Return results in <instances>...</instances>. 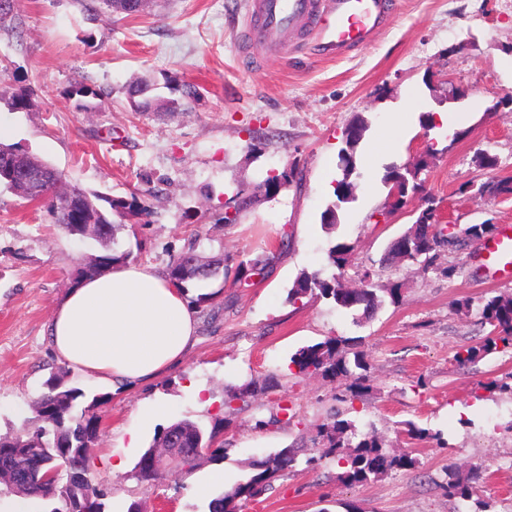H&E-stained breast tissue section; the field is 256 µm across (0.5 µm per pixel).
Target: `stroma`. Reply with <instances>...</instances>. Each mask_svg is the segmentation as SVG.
<instances>
[{
	"label": "stroma",
	"mask_w": 512,
	"mask_h": 512,
	"mask_svg": "<svg viewBox=\"0 0 512 512\" xmlns=\"http://www.w3.org/2000/svg\"><path fill=\"white\" fill-rule=\"evenodd\" d=\"M247 0H154L139 16L85 10L81 0H16L12 27L0 28V73L30 93L29 106L0 100V144L47 160L69 181L109 198L138 193L148 225L121 231V250L133 264L166 271L171 254L200 244L205 256L239 261L271 259L263 281L211 282L217 296L198 310L197 343L183 362L150 384L100 388L81 373L67 380L87 396L107 395L101 436L90 462L107 488L109 512H206L211 496L245 480L253 461L300 445L298 461L244 512H512V401L488 391L512 375V355L495 352L466 367L455 351L479 344L481 300L512 297V277L486 278L480 244L456 261V272L409 264L381 268L387 243L418 214L417 201L385 213V166L426 158L419 177L440 213L458 230L490 222L512 224V196L481 199L460 192L466 182L512 178V106L497 99L512 91V0H388L386 24L359 47L336 57L314 44L266 57L246 54L239 33ZM147 76L172 96L182 84L200 98L182 112H135L126 87ZM100 92L101 109L81 110L68 98L74 84ZM464 89L452 102L453 88ZM425 112L466 114L457 126L424 131ZM363 116L368 129L357 148L353 195L337 203L339 154L346 127ZM398 143L378 148L392 121ZM496 169L478 166L482 152ZM295 166L296 180L275 199L256 202L236 224L224 226V204L236 186L262 173ZM336 206L337 225L322 214ZM288 248L278 249L281 233ZM351 245L345 278L364 272L402 286L399 303L384 302L368 318L309 296L288 300L302 272L334 271L328 255ZM91 239L67 236L46 207L0 189V435L31 417V403L50 373L62 369L47 324L76 281L79 263L104 255ZM329 336L354 339L372 369L370 391L347 418L377 434L387 448L412 452L415 469L352 488L342 485L335 458L314 443L344 380L299 377L290 362L300 348ZM264 386L250 402L228 396L247 382ZM207 391L209 403L194 396ZM168 407L157 423L141 425L151 403ZM293 412L290 422L264 429L257 418ZM177 420L219 426L224 457L202 462L186 477L146 484L134 467L158 429ZM429 438H409V425ZM140 444L128 449L130 430ZM318 463L306 466L309 457ZM123 459L122 471L112 469ZM480 465L487 478L477 501L448 498V467ZM223 485H209L214 468ZM208 485V495L197 492Z\"/></svg>",
	"instance_id": "1"
}]
</instances>
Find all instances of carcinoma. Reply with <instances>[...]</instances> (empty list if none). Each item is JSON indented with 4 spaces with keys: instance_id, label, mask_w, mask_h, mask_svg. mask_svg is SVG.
Masks as SVG:
<instances>
[{
    "instance_id": "carcinoma-1",
    "label": "carcinoma",
    "mask_w": 512,
    "mask_h": 512,
    "mask_svg": "<svg viewBox=\"0 0 512 512\" xmlns=\"http://www.w3.org/2000/svg\"><path fill=\"white\" fill-rule=\"evenodd\" d=\"M115 11L128 16L142 13L137 0H101ZM154 83L139 77L127 88V97L131 108L146 112L162 109L167 112L185 110L199 97L197 88L187 84L180 90L177 98H163L154 94ZM7 98L17 109L28 106L29 93L25 89L14 88L4 77L0 78V100ZM358 135L346 141L340 155V167L343 172L337 181L334 195L337 202L349 200L354 183L350 181L356 171V151L363 133L366 120L360 116L354 119ZM49 176L38 185V194L31 197L12 181L0 177V188L22 198L44 203L51 213L54 223L68 235L79 238H92L105 246L117 244V233L125 229L124 220L130 216L149 215L147 208L141 205L137 197L131 199L107 198L95 192L78 190V201H70L68 186L62 172L48 162L39 161ZM421 165L412 168L391 166L387 168L384 182L399 187L398 195L393 197L391 208L398 210L414 199L422 190L418 179ZM294 169L282 170L276 174L268 171L259 177L254 191L249 192L236 187L227 206L235 208L234 214L224 213L226 225L234 224L240 215L254 202V192L272 199L291 184L290 176ZM474 192L481 198H497L502 194H512V179L495 180L490 178L475 186L465 183L460 192ZM106 202L103 207L100 202ZM492 229L490 224H472L463 234L455 231L443 233L430 221L428 210H420L415 222L402 234L392 239L386 248L385 261L390 266L421 263L430 268L437 265L441 251L448 254H462L471 243L480 240ZM352 247L338 244L330 252L329 259L333 267L343 270L347 255ZM129 253L116 249L98 257L82 267L79 274L97 273L112 264L124 263ZM224 271V256L205 258L190 247L171 255L168 264V277L183 292L188 294L190 304L199 307L212 300L219 291L206 294L189 295V288L196 282L216 278ZM273 272L268 261H241L237 265L236 279L247 284L257 276L264 280ZM388 294L391 301L399 302L401 288L393 284L386 288L366 272L355 288L346 287L340 275L326 278L321 272H303L293 282L288 291V299L293 302L306 296L320 295L331 298L336 306L351 312H362L366 317L372 314L382 303V294ZM482 323L491 326V330L482 344L460 348L454 354L460 365L473 363L484 354L493 350L503 353L512 352V297L494 296L487 298L481 305ZM348 340L328 337L320 342L300 348L291 357V363L297 374L303 376H321L323 378L345 377L352 379L348 393L338 397V401L351 404L359 399L365 390L364 382L369 379L371 364L361 353H354L353 360L345 356ZM67 372L61 370L50 374L44 382V390L32 405L33 418L23 422L20 429L11 436H0V483L24 496H35L51 504L58 501L62 507H54L49 512H106L107 492L94 485L88 478L89 463L94 449L98 445L100 416L96 413L106 402L103 397L94 396L86 401V393L79 387L68 384ZM180 431L179 436L184 448H203L204 457H183L176 461L174 468L183 475H190L199 468L203 459L218 461L223 457V444L217 443L218 429L210 430L186 420H178L157 432L150 447L141 455L136 465L138 479L152 484L162 479L169 467L155 457L168 431ZM316 440L323 448L322 456L336 458L343 468L339 480L346 486L375 481L398 472L414 469L418 464L409 452H395L384 447L370 433L360 432L339 410L330 414L317 425ZM70 449L68 464L64 465L54 481L45 480V472L61 464L58 450ZM296 462V450L281 448L269 453L263 459L251 464V473L246 480L231 490L225 491L209 501V512H241L242 505L272 488L274 482ZM448 497L469 501L477 495L481 478L479 469L474 468L463 475L456 470L446 473Z\"/></svg>"
}]
</instances>
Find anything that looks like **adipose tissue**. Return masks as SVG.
Here are the masks:
<instances>
[{
  "label": "adipose tissue",
  "instance_id": "ef3b65f1",
  "mask_svg": "<svg viewBox=\"0 0 512 512\" xmlns=\"http://www.w3.org/2000/svg\"><path fill=\"white\" fill-rule=\"evenodd\" d=\"M196 331L195 308L167 275L127 263L69 288L48 324L57 357L104 386L158 379L183 361Z\"/></svg>",
  "mask_w": 512,
  "mask_h": 512
}]
</instances>
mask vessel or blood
Returning a JSON list of instances; mask_svg holds the SVG:
<instances>
[{
  "label": "vessel or blood",
  "instance_id": "obj_1",
  "mask_svg": "<svg viewBox=\"0 0 512 512\" xmlns=\"http://www.w3.org/2000/svg\"><path fill=\"white\" fill-rule=\"evenodd\" d=\"M385 7V0H250L241 38L275 52L309 41L335 56L372 35L384 22ZM481 256L487 268L512 273L511 224L482 247Z\"/></svg>",
  "mask_w": 512,
  "mask_h": 512
}]
</instances>
